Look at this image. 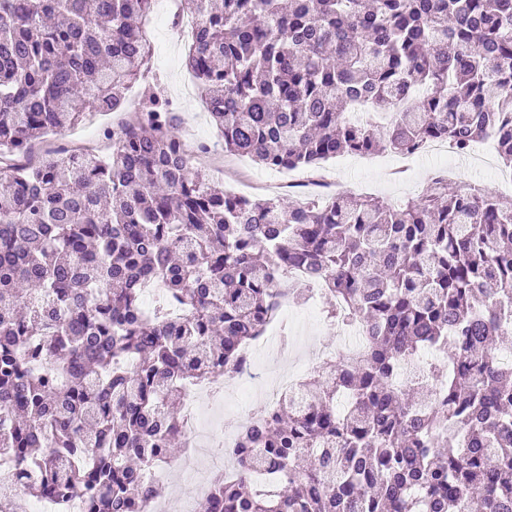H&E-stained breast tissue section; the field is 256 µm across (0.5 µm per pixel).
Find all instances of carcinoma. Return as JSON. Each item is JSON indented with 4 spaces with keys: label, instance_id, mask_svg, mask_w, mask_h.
Segmentation results:
<instances>
[{
    "label": "carcinoma",
    "instance_id": "carcinoma-1",
    "mask_svg": "<svg viewBox=\"0 0 512 512\" xmlns=\"http://www.w3.org/2000/svg\"><path fill=\"white\" fill-rule=\"evenodd\" d=\"M185 66L224 150L265 168L491 137L512 167V0H181ZM149 0H0V457L36 497L150 512L171 399L219 383L317 281L366 336L238 437L199 512H512V202L435 173L415 200L241 198L193 170L153 93L108 153L32 141L126 109ZM496 91L489 99L490 90ZM166 288L145 314L140 285ZM458 372L399 379L427 346ZM461 431L470 447L459 448Z\"/></svg>",
    "mask_w": 512,
    "mask_h": 512
}]
</instances>
